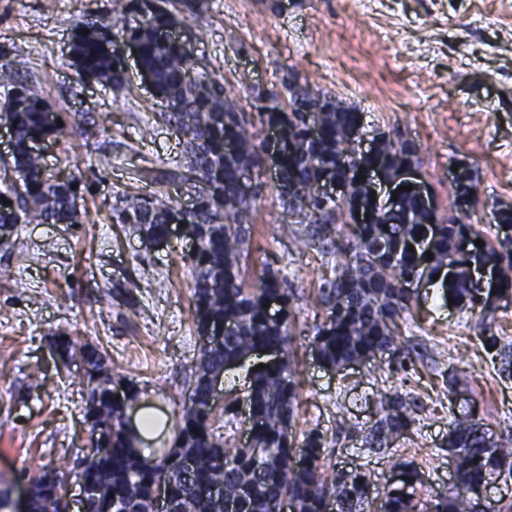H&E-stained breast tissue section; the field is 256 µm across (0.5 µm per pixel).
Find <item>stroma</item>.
Returning a JSON list of instances; mask_svg holds the SVG:
<instances>
[{"mask_svg": "<svg viewBox=\"0 0 512 512\" xmlns=\"http://www.w3.org/2000/svg\"><path fill=\"white\" fill-rule=\"evenodd\" d=\"M0 0V64L40 83L56 109L85 112L88 124L48 141L49 171L81 182L80 224H21L0 247V266L16 281H0V478L22 498L29 475L63 473L77 479L88 426L82 358L56 367L54 341L90 343L136 386L140 398L178 419L188 398L201 342L194 324L193 278L185 238L147 247L131 225L119 223L122 194L163 189L180 204L194 191L177 181L156 186L145 163L182 158L184 139L160 116L162 106L126 51L127 84L80 81L69 43L76 23L112 26L123 0ZM176 36L190 42L194 73L209 72L239 111L252 112L258 93L284 84L310 85L362 112L364 132L395 133L418 149L419 170L438 217L450 214V171L466 161L479 178L481 208L471 221L493 239V204H512V0H189L178 8ZM252 200L254 281L263 266L281 270L293 290V354L298 372L296 431L320 433L326 470L360 471L382 498L399 463L422 475L417 496L451 487L448 429L472 416L494 433L512 426V364L487 353L478 312L448 304L437 283L415 289L397 342L406 362L383 357L333 370L311 352L323 320L321 285L335 274L336 256L305 246L281 230L285 213L271 172ZM467 369V385L449 389V376ZM40 371L34 389L29 375ZM247 372H225L215 424L230 447L246 440L244 413L224 409L242 401ZM400 392L415 405L411 428L382 451L365 436L382 417V393Z\"/></svg>", "mask_w": 512, "mask_h": 512, "instance_id": "stroma-1", "label": "stroma"}]
</instances>
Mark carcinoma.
I'll list each match as a JSON object with an SVG mask.
<instances>
[{
    "label": "carcinoma",
    "mask_w": 512,
    "mask_h": 512,
    "mask_svg": "<svg viewBox=\"0 0 512 512\" xmlns=\"http://www.w3.org/2000/svg\"><path fill=\"white\" fill-rule=\"evenodd\" d=\"M174 0H126L128 19L113 32L85 21L74 29L69 55L81 81H98L124 88L125 63L118 42L131 41L139 48V66L153 78L154 94L166 103L160 116L185 139L184 160L163 173L194 188L195 203L189 210L174 204L171 196L157 191L146 198L122 200L116 209L122 224H130L151 243L166 235L172 224H186L196 241L185 257L194 279V322L199 330L231 323L234 328L221 342L201 350L200 362L188 402L182 407L171 447L158 450L155 460L145 458L134 444L138 431L126 421V409L137 397L125 387L124 398L115 397L122 385L107 366L105 355L95 346L80 347L86 383L85 418L90 431H99L96 444L101 455L83 470L94 496L112 503V512H151L155 486L169 492L171 512H274L284 498L298 512H363L369 502L370 482L361 472L323 469L325 440L312 432L303 439L306 467L290 462L295 447L293 422L298 381L292 354L289 289L286 277L269 267L255 282H245L243 263L251 251L246 217L251 206L238 199L237 183L246 170L261 167L263 143L249 132L253 122L247 113L224 98V87L208 74L190 76L192 54L188 46L165 40L160 31L178 22L169 6ZM89 33H83V30ZM0 87L6 91L0 115L13 128L12 160L3 164L0 179V236L9 238L19 224H79L80 181L50 173L32 149L33 142L64 137L80 124L82 114L62 113L33 81L0 65ZM282 104L276 93L255 98L261 125H277L284 134L281 177L277 197L286 216H300L309 225L311 241L319 242L325 254L340 251L336 277L320 288L319 303L326 311L316 326L312 351L333 369L361 359H377L396 347L397 321L410 310L411 291L401 284L424 267L438 275L456 263L457 242L474 233V225L457 216L437 220L436 212L422 208L417 198L404 194V206L396 224H357L353 238L340 245L336 226L348 223L347 210L369 198L363 171L378 162L393 173L405 164L418 162L414 146L381 133L372 157L357 156L351 137L362 119L354 108H346L310 88L293 84ZM319 125L312 137L309 126ZM236 144L228 153L225 145ZM458 186L479 196V179L467 163H459ZM326 176H338L348 186L345 204L324 202L314 194L315 185ZM8 203H3V200ZM430 234V252H413L408 241ZM475 264H492L498 275L496 303L489 304L481 288L466 270L443 280L444 298L467 309H480L477 323L485 346L497 347L488 319L498 303L512 304V238L495 235V241L474 257ZM281 303V315L267 312L268 298ZM279 350L282 360L250 374L247 396L254 413L250 424L252 448H229L223 434L214 428L210 376L224 364L252 350ZM385 415L369 435L370 443L383 446L394 433L413 423L407 401L398 393L386 394ZM448 453L459 462L460 483L423 503L415 499L420 480L411 462L400 464L403 491L388 490L381 512H471L467 491L502 475L512 476V442L495 437L470 417L454 418L448 432ZM29 512H62V485L49 474L29 479ZM223 489L224 500L209 493Z\"/></svg>",
    "instance_id": "carcinoma-1"
}]
</instances>
